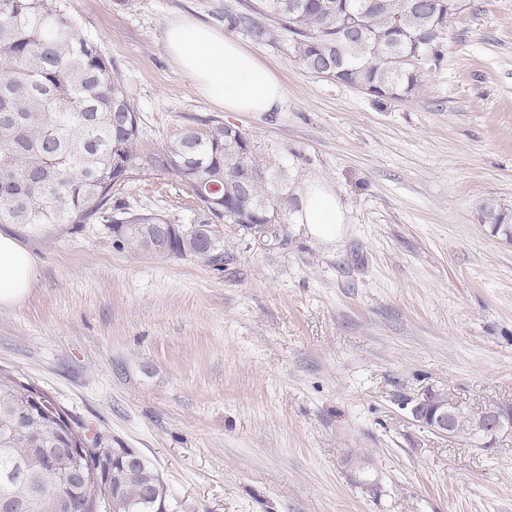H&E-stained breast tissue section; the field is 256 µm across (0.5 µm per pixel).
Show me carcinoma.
Here are the masks:
<instances>
[{
    "instance_id": "obj_1",
    "label": "carcinoma",
    "mask_w": 512,
    "mask_h": 512,
    "mask_svg": "<svg viewBox=\"0 0 512 512\" xmlns=\"http://www.w3.org/2000/svg\"><path fill=\"white\" fill-rule=\"evenodd\" d=\"M454 0H254L224 7V21L260 42H288L309 74L376 98L419 96L439 68L457 10ZM123 76L82 34L70 0H0V224H87L104 217L119 249L193 257L224 271V232L293 223L300 203L286 166L239 128H188L158 143L144 140ZM148 175L189 188L197 202L188 224L132 210L124 196ZM481 221L512 228L499 206ZM32 387L0 373V491L12 512H108L101 494L121 488L124 512H166L167 491L151 463L129 448H110L112 471L84 484L98 453L77 457L86 428L50 416L54 400L32 405Z\"/></svg>"
}]
</instances>
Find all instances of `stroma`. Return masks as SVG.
I'll use <instances>...</instances> for the list:
<instances>
[{
    "instance_id": "obj_1",
    "label": "stroma",
    "mask_w": 512,
    "mask_h": 512,
    "mask_svg": "<svg viewBox=\"0 0 512 512\" xmlns=\"http://www.w3.org/2000/svg\"><path fill=\"white\" fill-rule=\"evenodd\" d=\"M240 0H71L125 80L144 138L239 127L296 189L329 185L333 243L292 224L282 247L224 236L219 272L117 249L109 224L8 230L37 261L0 305V369L47 392L166 484L170 512H512V433L445 439L402 403L440 388L471 413L512 406V0H465L419 97L311 76L285 43L237 34L276 70V112H227L169 57L165 27ZM139 211L186 223L188 190L133 185ZM511 216L507 215V213L500 208L498 205L493 203H484L481 207V221L484 224H491L492 228L496 232H500L504 228H508L512 230V225L509 220Z\"/></svg>"
}]
</instances>
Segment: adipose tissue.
Returning a JSON list of instances; mask_svg holds the SVG:
<instances>
[{
	"instance_id": "1",
	"label": "adipose tissue",
	"mask_w": 512,
	"mask_h": 512,
	"mask_svg": "<svg viewBox=\"0 0 512 512\" xmlns=\"http://www.w3.org/2000/svg\"><path fill=\"white\" fill-rule=\"evenodd\" d=\"M165 47L200 94L224 111L272 112L284 104L285 88L278 74L202 20L189 15L172 20L165 32ZM297 220L313 236L330 242L340 237L346 216L335 191L312 181L303 188ZM36 266L34 256L0 230V305L24 297L35 279Z\"/></svg>"
}]
</instances>
